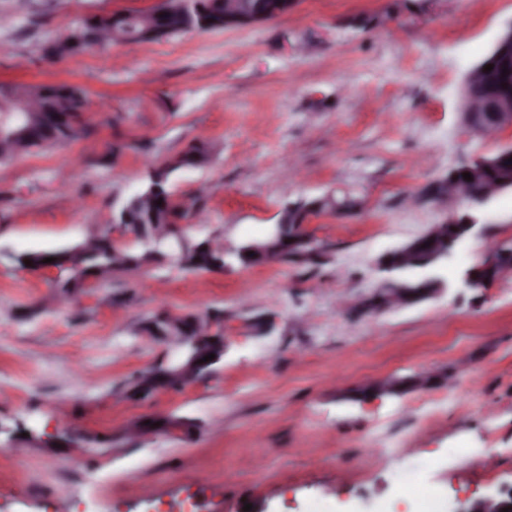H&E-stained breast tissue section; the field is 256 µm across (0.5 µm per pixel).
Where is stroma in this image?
Returning <instances> with one entry per match:
<instances>
[{"label":"stroma","instance_id":"stroma-1","mask_svg":"<svg viewBox=\"0 0 512 512\" xmlns=\"http://www.w3.org/2000/svg\"><path fill=\"white\" fill-rule=\"evenodd\" d=\"M157 2L0 0V83L68 82L92 102L88 135L0 166V512L101 496L112 512H451L512 485V278L460 286L487 246L512 242V193L440 268L448 291L359 319L338 307L379 286L380 254L448 215L429 187L495 149L464 123L461 86L512 0H298L253 26L44 53L87 16ZM198 142L216 143L210 162L172 178L186 241L232 247L265 236L286 202L349 195L351 212L306 222L323 262L153 261L42 305L55 273L12 255L104 229L148 167ZM178 308L222 314L223 359L125 399L174 349L135 327ZM430 370L433 389L353 397ZM138 417L163 425L135 441Z\"/></svg>","mask_w":512,"mask_h":512}]
</instances>
